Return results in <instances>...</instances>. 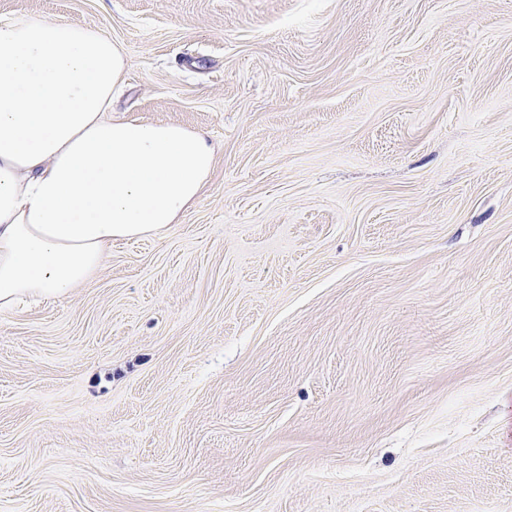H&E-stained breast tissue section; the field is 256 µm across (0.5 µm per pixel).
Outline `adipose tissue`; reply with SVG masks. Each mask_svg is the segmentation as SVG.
Here are the masks:
<instances>
[{
	"instance_id": "obj_1",
	"label": "adipose tissue",
	"mask_w": 512,
	"mask_h": 512,
	"mask_svg": "<svg viewBox=\"0 0 512 512\" xmlns=\"http://www.w3.org/2000/svg\"><path fill=\"white\" fill-rule=\"evenodd\" d=\"M123 47L42 15L0 19V311L60 300L114 242L178 223L214 165L199 132L112 115Z\"/></svg>"
}]
</instances>
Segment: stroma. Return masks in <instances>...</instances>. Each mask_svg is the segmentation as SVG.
<instances>
[{
  "mask_svg": "<svg viewBox=\"0 0 512 512\" xmlns=\"http://www.w3.org/2000/svg\"><path fill=\"white\" fill-rule=\"evenodd\" d=\"M126 53L206 190L0 312V512H512V0H0Z\"/></svg>",
  "mask_w": 512,
  "mask_h": 512,
  "instance_id": "stroma-1",
  "label": "stroma"
}]
</instances>
